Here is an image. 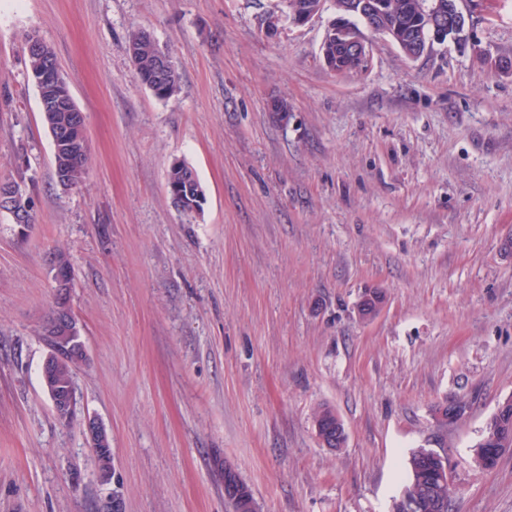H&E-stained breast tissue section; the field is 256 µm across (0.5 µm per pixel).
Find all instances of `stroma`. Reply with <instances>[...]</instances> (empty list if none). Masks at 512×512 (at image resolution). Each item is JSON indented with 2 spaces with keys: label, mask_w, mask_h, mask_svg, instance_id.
I'll use <instances>...</instances> for the list:
<instances>
[{
  "label": "stroma",
  "mask_w": 512,
  "mask_h": 512,
  "mask_svg": "<svg viewBox=\"0 0 512 512\" xmlns=\"http://www.w3.org/2000/svg\"><path fill=\"white\" fill-rule=\"evenodd\" d=\"M278 6L0 0V181L36 201L23 234L0 212V512H97L112 488L125 512H232L228 468L258 512H392L419 448L447 457L452 512H512V452L474 460L512 395V0H460L468 40L416 59L363 29L348 73L321 53L333 7L272 37ZM136 29L170 51L177 96L137 79ZM31 32L85 115L79 189L54 174ZM177 161L205 188L193 219L167 192ZM57 247L87 352L70 425L42 381ZM369 288L387 302L364 322ZM323 404L341 450L317 437ZM88 415L112 439L107 484Z\"/></svg>",
  "instance_id": "obj_1"
}]
</instances>
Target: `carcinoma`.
Instances as JSON below:
<instances>
[{
  "label": "carcinoma",
  "instance_id": "1",
  "mask_svg": "<svg viewBox=\"0 0 512 512\" xmlns=\"http://www.w3.org/2000/svg\"><path fill=\"white\" fill-rule=\"evenodd\" d=\"M385 6L381 23L377 30L381 33H395L401 42V50L407 57L419 51L423 41V27L418 16L419 0H379ZM127 50L141 83L157 82L159 91L156 97L169 99L179 91V74L173 60L168 66L158 68V51L161 46L145 32L134 30L128 39ZM26 74L29 80L36 81L41 73L56 63L52 49L45 45L40 50L24 51ZM42 118L51 134L69 129L75 140L74 148L64 154H53L55 174L66 177L67 187H79L86 180L89 164V148L81 137L78 113L64 107H41ZM167 185L181 194L179 212L191 216L201 210L205 200V189L196 171L187 163L171 166ZM79 360L69 354L51 356L50 361L42 369L45 390L48 393L62 395L74 394V373ZM431 450L419 448L412 452L408 459L409 482L406 489L422 497L421 512H450L448 509V491L443 488L436 493V498L427 495V485L435 473L434 461L429 457ZM98 463L100 478L110 479L112 474V440L103 436L94 452Z\"/></svg>",
  "mask_w": 512,
  "mask_h": 512
}]
</instances>
